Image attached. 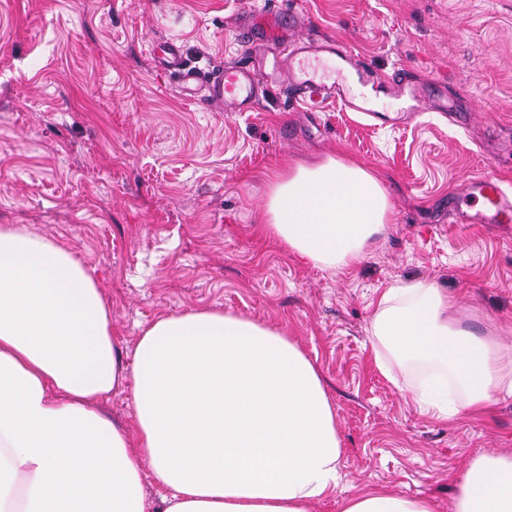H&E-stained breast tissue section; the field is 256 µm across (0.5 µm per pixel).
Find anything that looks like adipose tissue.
I'll return each mask as SVG.
<instances>
[{
	"mask_svg": "<svg viewBox=\"0 0 512 512\" xmlns=\"http://www.w3.org/2000/svg\"><path fill=\"white\" fill-rule=\"evenodd\" d=\"M265 234L323 268L358 263L392 218L381 182L333 157L269 182ZM434 283L387 288L371 320L376 365H429L420 412L453 421L512 394V339L455 328ZM131 388L135 427L99 409ZM342 448L317 367L283 333L202 310L144 328L124 361L88 269L65 247L0 228V512H309L336 491ZM451 512H512V454L476 458ZM342 512H435L363 492Z\"/></svg>",
	"mask_w": 512,
	"mask_h": 512,
	"instance_id": "obj_1",
	"label": "adipose tissue"
}]
</instances>
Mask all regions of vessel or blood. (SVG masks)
<instances>
[{"label":"vessel or blood","mask_w":512,"mask_h":512,"mask_svg":"<svg viewBox=\"0 0 512 512\" xmlns=\"http://www.w3.org/2000/svg\"><path fill=\"white\" fill-rule=\"evenodd\" d=\"M305 18L296 11H256L243 28L245 50L230 65L206 73L188 66L179 48L164 44L161 57L176 72L186 95L205 89L210 101L232 112L254 108L268 84L284 90L293 105L314 100L340 101L356 112L367 109L368 92L401 100L405 112L432 104L437 87L421 88L405 73L379 76L358 63L352 51L335 39L302 36ZM450 215L464 224H511L512 193L492 173L470 180L461 201L450 203Z\"/></svg>","instance_id":"b4317fda"}]
</instances>
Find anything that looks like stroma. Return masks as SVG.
<instances>
[{
  "instance_id": "stroma-1",
  "label": "stroma",
  "mask_w": 512,
  "mask_h": 512,
  "mask_svg": "<svg viewBox=\"0 0 512 512\" xmlns=\"http://www.w3.org/2000/svg\"><path fill=\"white\" fill-rule=\"evenodd\" d=\"M266 0H0V227L67 248L102 291L124 359L142 327L230 312L284 332L318 367L343 448V481L311 512L366 490L448 512L480 455L512 451V396L429 419L374 361L370 321L395 284L434 282L451 320L512 336V224H453L465 180L512 181V0H275L306 35L348 45L382 76L441 83L458 121L428 109L382 122L323 101L255 110L181 94L153 44L189 63L241 55L238 25ZM377 175L394 219L357 265L323 269L260 230L271 175L326 156Z\"/></svg>"
}]
</instances>
